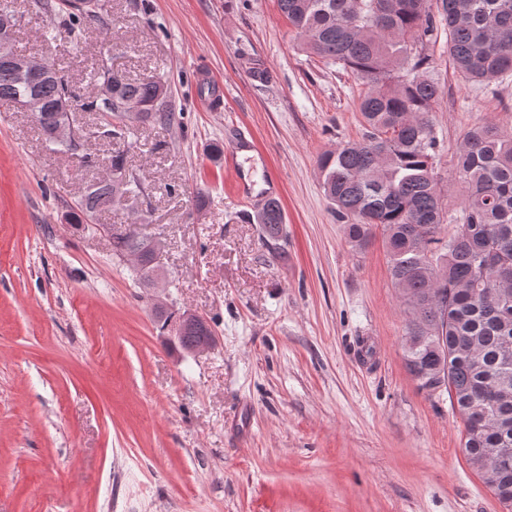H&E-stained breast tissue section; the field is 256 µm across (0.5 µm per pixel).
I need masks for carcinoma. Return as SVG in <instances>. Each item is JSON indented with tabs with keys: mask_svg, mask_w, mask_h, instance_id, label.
<instances>
[{
	"mask_svg": "<svg viewBox=\"0 0 512 512\" xmlns=\"http://www.w3.org/2000/svg\"><path fill=\"white\" fill-rule=\"evenodd\" d=\"M301 50L336 63L368 86L359 110L366 132L323 153L318 162L325 198L355 251L376 231L384 237L391 281L408 313L405 362L419 386L450 395L464 425L463 452L473 467L486 448L512 449V132L488 123L463 137L458 169L464 184L462 217L447 225L434 172L431 114L437 85L404 74L414 46L433 32L429 0H278ZM448 51L460 77L491 82L512 72V0H442ZM48 76L32 80L0 62V103L35 96L48 144L76 155L86 132L75 112L99 116L97 134L120 141L129 133L126 106L142 123L181 124L166 81L130 78L101 64L96 81L112 83V99L78 101L50 61ZM74 125L77 139L55 131ZM110 173L127 177L126 191L144 194L140 176L116 150ZM116 206L111 177L90 184L76 203V223ZM269 241L283 237L285 215L274 200L254 214ZM112 252L136 259V280L149 288L157 269L145 236L112 235ZM213 331L204 321L182 331L174 347L187 351ZM512 495V464L491 487Z\"/></svg>",
	"mask_w": 512,
	"mask_h": 512,
	"instance_id": "carcinoma-1",
	"label": "carcinoma"
}]
</instances>
